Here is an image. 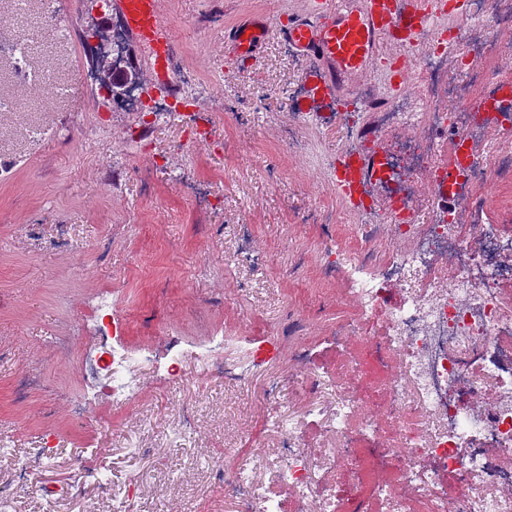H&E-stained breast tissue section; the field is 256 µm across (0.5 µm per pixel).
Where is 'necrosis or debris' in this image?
<instances>
[{
	"mask_svg": "<svg viewBox=\"0 0 512 512\" xmlns=\"http://www.w3.org/2000/svg\"><path fill=\"white\" fill-rule=\"evenodd\" d=\"M457 41L441 37L418 51L428 118L409 166L410 176L439 181L433 132L454 128L464 147L450 158L461 171L457 203L434 224L359 225L358 247L327 262L326 271L347 272L360 311L336 338L361 357L338 362L331 393L298 353L288 387L306 401L326 442L309 444L303 421L283 423L281 399L272 397L266 431L285 438L283 451L269 453L256 441L246 462L224 455L215 463L232 512H358L364 502L374 512H512V226L462 219L482 211L472 190L488 169L512 178V115L492 110L473 118L471 88L485 75L473 69L467 84L449 83V68L463 65L450 52ZM443 96L454 108H441ZM489 125L498 146L487 156L476 144ZM380 235L405 242V250L377 260L371 243ZM390 289L398 301L387 300ZM97 311L107 315L100 330L112 341L87 363L86 374L102 381L112 399L134 401L141 371L151 365L148 351L126 344L110 296H102ZM278 344L273 336L265 347L222 362L203 345L179 348L166 371L181 377L190 360L232 378L241 365L265 362ZM341 485L352 491L343 511Z\"/></svg>",
	"mask_w": 512,
	"mask_h": 512,
	"instance_id": "1",
	"label": "necrosis or debris"
}]
</instances>
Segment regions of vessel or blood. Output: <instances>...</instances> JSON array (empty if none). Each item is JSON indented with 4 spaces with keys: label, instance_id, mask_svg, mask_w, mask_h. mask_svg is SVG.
I'll return each mask as SVG.
<instances>
[{
    "label": "vessel or blood",
    "instance_id": "obj_1",
    "mask_svg": "<svg viewBox=\"0 0 512 512\" xmlns=\"http://www.w3.org/2000/svg\"><path fill=\"white\" fill-rule=\"evenodd\" d=\"M113 9L145 51L155 74L154 81L169 86L168 62L173 36L160 10V0H112ZM443 16L440 0H310L305 15L276 27L264 19L243 22L225 39L238 57H252L270 36L288 43L301 57L312 59L306 74L307 93L295 104L303 114L314 112L317 104L333 100L354 112H369L390 103L391 93L414 89L412 67L404 65L388 73L389 93L380 98L355 96L344 90L346 77H367L385 48L403 55L439 33ZM395 180L391 154L382 147H349L339 151L332 166L330 185L337 197L360 215H379L381 223L413 221L400 196L389 195L377 204L378 188Z\"/></svg>",
    "mask_w": 512,
    "mask_h": 512
}]
</instances>
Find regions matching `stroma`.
Listing matches in <instances>:
<instances>
[{
  "label": "stroma",
  "instance_id": "stroma-1",
  "mask_svg": "<svg viewBox=\"0 0 512 512\" xmlns=\"http://www.w3.org/2000/svg\"><path fill=\"white\" fill-rule=\"evenodd\" d=\"M175 47L170 78L194 113L113 109L90 68L85 37L121 15L100 0H0V43L22 39L26 67L0 53V440L23 459L51 446L35 492L10 512H230L212 472L220 452L262 436L269 385L288 377L297 350L313 368L342 353L338 324L356 320L330 253L353 245L364 218L329 188L331 164L376 137L390 151L417 221L437 213L405 177L400 128L426 118L411 99L388 128L378 112L342 119L294 110L309 66L273 37L248 61L224 31L267 17L287 24L305 0H161ZM491 46L462 45L490 78H512V31ZM110 292L134 347L164 356L169 336L191 343L279 337V354L247 384L222 374L185 379L146 371L138 402L83 405L88 322ZM91 473L73 484L76 468Z\"/></svg>",
  "mask_w": 512,
  "mask_h": 512
}]
</instances>
